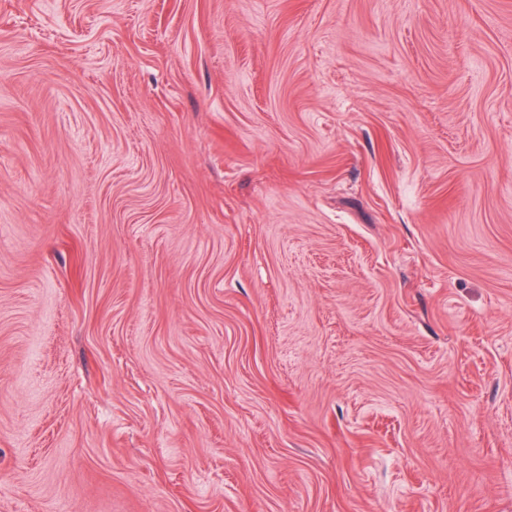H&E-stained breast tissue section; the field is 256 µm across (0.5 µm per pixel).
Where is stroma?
Segmentation results:
<instances>
[{"label":"stroma","instance_id":"obj_1","mask_svg":"<svg viewBox=\"0 0 512 512\" xmlns=\"http://www.w3.org/2000/svg\"><path fill=\"white\" fill-rule=\"evenodd\" d=\"M0 512H512V0H0Z\"/></svg>","mask_w":512,"mask_h":512}]
</instances>
